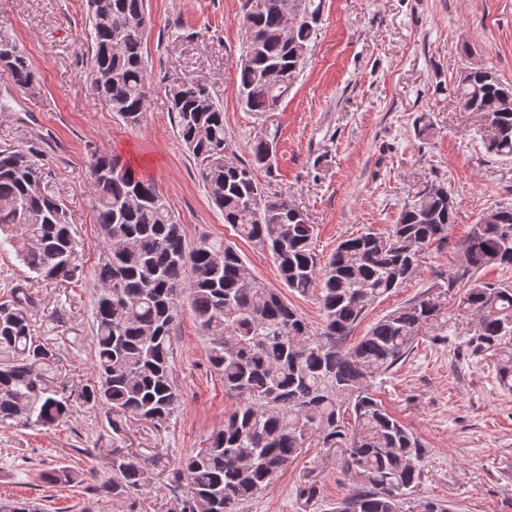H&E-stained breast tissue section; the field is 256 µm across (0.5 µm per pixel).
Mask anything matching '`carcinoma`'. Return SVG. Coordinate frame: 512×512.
I'll return each mask as SVG.
<instances>
[{
    "instance_id": "carcinoma-1",
    "label": "carcinoma",
    "mask_w": 512,
    "mask_h": 512,
    "mask_svg": "<svg viewBox=\"0 0 512 512\" xmlns=\"http://www.w3.org/2000/svg\"><path fill=\"white\" fill-rule=\"evenodd\" d=\"M93 39L92 92L126 124L142 123L151 75L144 56L145 0H87ZM323 0L251 2L242 16L245 46L236 65L248 111L275 112L293 88L323 15ZM14 85L32 94L41 75L25 52L0 37ZM166 92L177 136L195 160L210 202L237 236L271 253L281 281L301 295L321 288L322 327L313 331L298 310L259 281L235 248L204 237L188 246L184 225L153 181L100 154L89 166L91 203L101 235L95 270V374L73 388L48 377L53 351L32 333L34 299L23 286L0 301V426L50 430L79 404L118 417L164 424L177 408L172 331L188 300L209 362L236 409L213 433L207 450L192 451L175 472L190 489L186 512H242L304 448H347L344 467L359 491L333 512H402V497L422 478L425 448L376 398L369 379L412 353L435 307L413 300L373 322L347 343L370 308L417 274L421 252L448 238L455 208L448 191L412 193L385 232L367 229L342 240L328 260L312 248L314 225L287 198L270 193L255 170L273 143L259 139L239 160L224 129L212 85L187 79ZM453 92L466 112L490 128L487 150L512 158V86L480 73L459 77ZM37 142L0 147V249L11 248L30 273L62 285L79 279L69 212L42 183ZM496 224L478 223L462 245L466 279L460 306L474 315L468 351L497 357V381L512 391V283L488 281L489 267H512V207ZM112 496L146 483L144 467L120 449L108 458Z\"/></svg>"
}]
</instances>
